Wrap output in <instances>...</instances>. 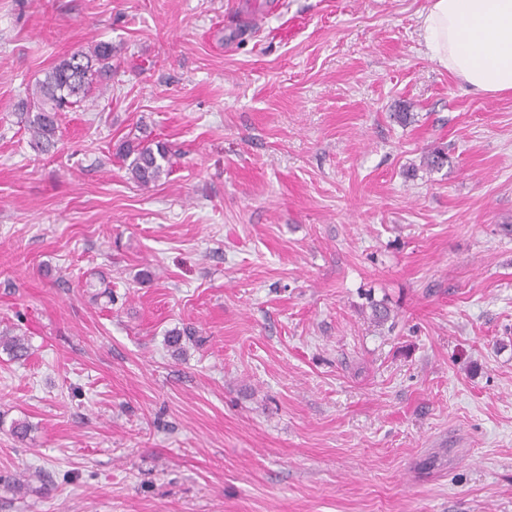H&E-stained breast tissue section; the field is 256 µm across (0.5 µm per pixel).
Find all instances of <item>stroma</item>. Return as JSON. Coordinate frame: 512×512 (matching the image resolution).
I'll return each mask as SVG.
<instances>
[{"instance_id":"35a3bbf8","label":"stroma","mask_w":512,"mask_h":512,"mask_svg":"<svg viewBox=\"0 0 512 512\" xmlns=\"http://www.w3.org/2000/svg\"><path fill=\"white\" fill-rule=\"evenodd\" d=\"M431 2L0 0V512H512V93ZM99 40L111 94L31 150L19 96ZM116 154L127 163L131 179L142 188H149L163 175H169L174 155L165 142L139 138L122 142Z\"/></svg>"}]
</instances>
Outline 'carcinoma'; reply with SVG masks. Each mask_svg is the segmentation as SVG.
I'll list each match as a JSON object with an SVG mask.
<instances>
[{"label": "carcinoma", "mask_w": 512, "mask_h": 512, "mask_svg": "<svg viewBox=\"0 0 512 512\" xmlns=\"http://www.w3.org/2000/svg\"><path fill=\"white\" fill-rule=\"evenodd\" d=\"M115 47L110 41H95L59 60L37 79L31 94L16 103L29 134L30 147L40 153L55 149L58 141L59 113L65 112L111 86ZM127 163L131 179L142 188L169 175L173 153L167 143L147 139L126 140L117 148ZM0 347L12 358L29 356V345L20 336H0Z\"/></svg>", "instance_id": "obj_1"}]
</instances>
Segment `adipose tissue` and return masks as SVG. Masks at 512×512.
Instances as JSON below:
<instances>
[{"label":"adipose tissue","mask_w":512,"mask_h":512,"mask_svg":"<svg viewBox=\"0 0 512 512\" xmlns=\"http://www.w3.org/2000/svg\"><path fill=\"white\" fill-rule=\"evenodd\" d=\"M420 23L433 59L471 90L512 91V0H432Z\"/></svg>","instance_id":"obj_1"}]
</instances>
